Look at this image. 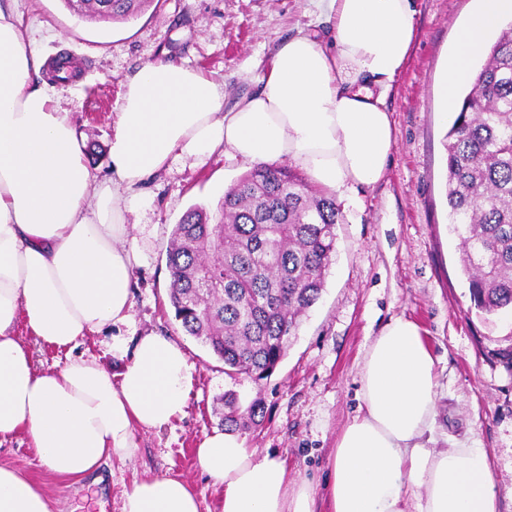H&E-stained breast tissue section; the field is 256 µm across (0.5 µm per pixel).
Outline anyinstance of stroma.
Listing matches in <instances>:
<instances>
[{
  "instance_id": "obj_1",
  "label": "stroma",
  "mask_w": 512,
  "mask_h": 512,
  "mask_svg": "<svg viewBox=\"0 0 512 512\" xmlns=\"http://www.w3.org/2000/svg\"><path fill=\"white\" fill-rule=\"evenodd\" d=\"M479 0H415L416 39L405 70L386 98L395 147L385 177L339 201L336 252L319 300L301 320L284 359L256 382L231 377L200 340L187 335L169 303L166 250L191 207H219L224 191L251 169L220 153L197 164L173 154L144 186L145 207L127 216L141 249L133 304L125 323L80 341L73 353L110 372L122 362L112 345L154 332L174 337L194 366L188 407L160 430L137 431L132 461H106L101 484L51 474L24 435L0 443V464L42 487L55 512H120L122 493L143 474H175L191 484L200 512H219L221 492L201 475L194 450L219 427L225 391L242 404L260 400L264 419L243 432L247 447L280 456L293 477L324 486L330 454L358 408L357 372L368 339L405 316L422 328L439 381L436 430L478 439L490 454L499 512H512V369L496 350L512 346V321L478 315L461 271L459 238L448 223L447 112L438 84L456 29ZM17 19L47 61L72 56L77 78L55 85L72 112L82 146L108 149L123 79L141 63L168 59L223 83L226 105L256 92L275 47L298 32L331 39L314 0H154L126 21L91 22L62 0H16Z\"/></svg>"
}]
</instances>
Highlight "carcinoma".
Here are the masks:
<instances>
[{
  "label": "carcinoma",
  "mask_w": 512,
  "mask_h": 512,
  "mask_svg": "<svg viewBox=\"0 0 512 512\" xmlns=\"http://www.w3.org/2000/svg\"><path fill=\"white\" fill-rule=\"evenodd\" d=\"M73 14L126 20L153 0H63ZM447 132L449 224L460 238L474 307L512 309V26L471 71ZM340 210L278 164H259L224 193L217 212L190 208L166 253L170 305L188 335L230 375L269 377L286 356L302 316L324 289ZM261 403L224 393L225 430L259 425Z\"/></svg>",
  "instance_id": "cac0c4a2"
}]
</instances>
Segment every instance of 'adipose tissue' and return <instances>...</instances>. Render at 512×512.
Listing matches in <instances>:
<instances>
[{
    "mask_svg": "<svg viewBox=\"0 0 512 512\" xmlns=\"http://www.w3.org/2000/svg\"><path fill=\"white\" fill-rule=\"evenodd\" d=\"M331 44L298 33L274 49L261 88L233 107L199 69L150 60L124 79L109 148L111 174L86 161L70 112L40 80L44 59L11 6L0 5V439L24 434L57 477L79 480L102 459L132 460L137 429L184 415L192 366L172 337H139L121 372L72 356L79 339L126 321L140 248L126 224L143 185L180 153L221 152L247 163L289 160L350 199L387 173L394 130L385 99L416 36L414 0H317ZM512 17V0H481L457 31L439 86L446 106ZM67 351L38 370L14 327ZM356 413L328 464L329 512H498L490 457L479 441L436 447L438 380L420 326L396 317L371 337L358 368ZM222 491L220 512H315L310 480L284 460L213 429L196 450ZM0 512H53L44 490L0 465ZM121 512H200L193 487L140 477Z\"/></svg>",
    "mask_w": 512,
    "mask_h": 512,
    "instance_id": "obj_1",
    "label": "adipose tissue"
}]
</instances>
